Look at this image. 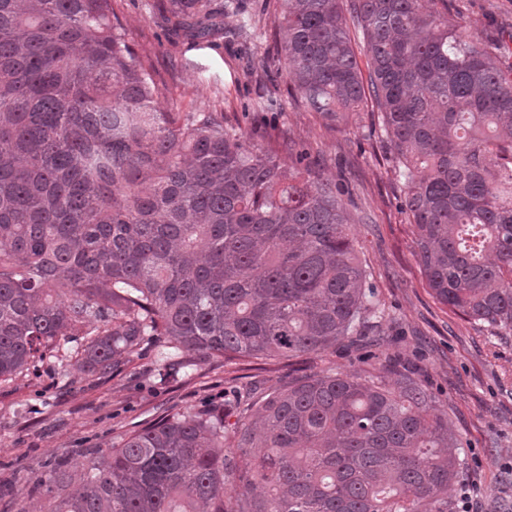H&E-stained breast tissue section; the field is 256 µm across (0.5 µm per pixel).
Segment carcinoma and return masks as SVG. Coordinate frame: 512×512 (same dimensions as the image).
Returning a JSON list of instances; mask_svg holds the SVG:
<instances>
[{
	"instance_id": "1",
	"label": "carcinoma",
	"mask_w": 512,
	"mask_h": 512,
	"mask_svg": "<svg viewBox=\"0 0 512 512\" xmlns=\"http://www.w3.org/2000/svg\"><path fill=\"white\" fill-rule=\"evenodd\" d=\"M155 7L192 47L252 37L246 0ZM263 14L285 33L263 69L305 109L343 121L377 105L436 299L511 333L501 49L461 41L426 0H265ZM112 16V0H0V381L69 336L89 337L81 367L101 376L160 339L166 383L197 359L325 352L382 326L339 187L222 112L160 107L168 88ZM388 362L263 392L228 378L224 406L128 432L78 483L49 462L44 512H448L461 442L420 372Z\"/></svg>"
}]
</instances>
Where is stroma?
<instances>
[{"label":"stroma","instance_id":"1","mask_svg":"<svg viewBox=\"0 0 512 512\" xmlns=\"http://www.w3.org/2000/svg\"><path fill=\"white\" fill-rule=\"evenodd\" d=\"M154 3L112 0V8L136 53L150 58L155 81L169 87L171 104L180 112H223L283 161L307 150L322 177L345 187L341 201L353 221L355 249L393 320L381 336L265 361L247 370V382L268 389L329 368L362 375L398 356L421 368L429 392L447 411L464 449L461 475L480 485L478 512H512V334L466 322L432 294L377 113L367 107L335 123L301 106L283 75L262 70L279 45L271 19L259 22L251 42L189 51L167 35ZM430 7L447 13L463 39L512 47V0H432ZM267 90L282 98L283 111H254L255 98ZM83 342L71 337L0 381V512H41L40 481L52 457L78 464L164 413L224 400L227 367L207 363L163 384L158 357L148 348L131 356L121 376L92 377L78 365Z\"/></svg>","mask_w":512,"mask_h":512}]
</instances>
